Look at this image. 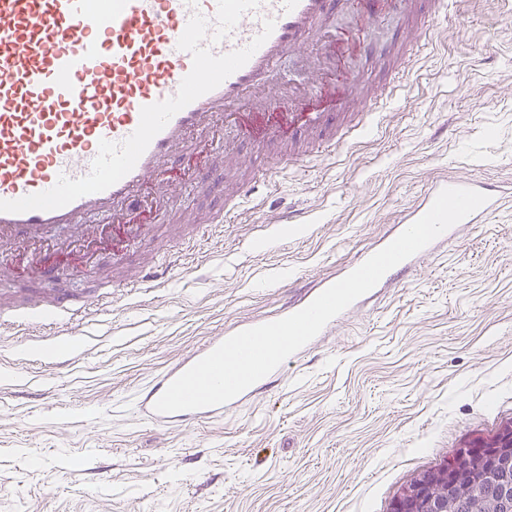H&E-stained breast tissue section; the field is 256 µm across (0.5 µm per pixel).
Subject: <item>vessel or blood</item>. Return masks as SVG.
<instances>
[{
	"label": "vessel or blood",
	"instance_id": "obj_1",
	"mask_svg": "<svg viewBox=\"0 0 512 512\" xmlns=\"http://www.w3.org/2000/svg\"><path fill=\"white\" fill-rule=\"evenodd\" d=\"M352 0H0V280L13 276L17 254L35 288L30 307L56 302L55 324L75 328L83 312L111 306L100 292L60 301L54 287L55 228L102 216V234L123 229L138 238L171 211L170 172L182 165L195 175L204 138L242 108L262 110L265 124L248 126L258 143L284 137L295 113L296 88L266 92L279 61L307 38H322L335 7ZM405 50L391 66L388 98L408 71ZM271 170L253 173L225 197L209 223L234 214ZM447 187L469 188L487 202L427 247L389 270L379 289L416 271L462 230L486 221L512 200L494 183L459 177L432 180L394 227L402 232L431 208ZM336 281L322 278L284 308L294 314ZM213 337L158 375L141 394L142 416L158 424H199L223 417L226 407L253 400L275 369L231 400L173 414L155 412L168 385L221 344Z\"/></svg>",
	"mask_w": 512,
	"mask_h": 512
}]
</instances>
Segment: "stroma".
I'll list each match as a JSON object with an SVG mask.
<instances>
[{
  "instance_id": "obj_1",
  "label": "stroma",
  "mask_w": 512,
  "mask_h": 512,
  "mask_svg": "<svg viewBox=\"0 0 512 512\" xmlns=\"http://www.w3.org/2000/svg\"><path fill=\"white\" fill-rule=\"evenodd\" d=\"M423 48L395 96L330 157L277 165L229 223L186 224L219 198L173 173L176 212L113 265L98 221L60 242L87 243L115 282L112 305L84 320L77 357L58 364L43 312L31 334L0 332V512H390L414 474L512 422V208L477 224L417 272L355 310L249 405L200 427L156 426L140 391L226 327L277 312L374 245L438 176L512 183V0H413ZM386 5L278 66L280 81L325 94L363 71L349 101L368 108L383 56L402 33ZM329 59L316 83L307 60ZM224 189L276 164L234 126L212 143ZM297 222H286L287 214ZM163 270L164 287L122 284Z\"/></svg>"
}]
</instances>
